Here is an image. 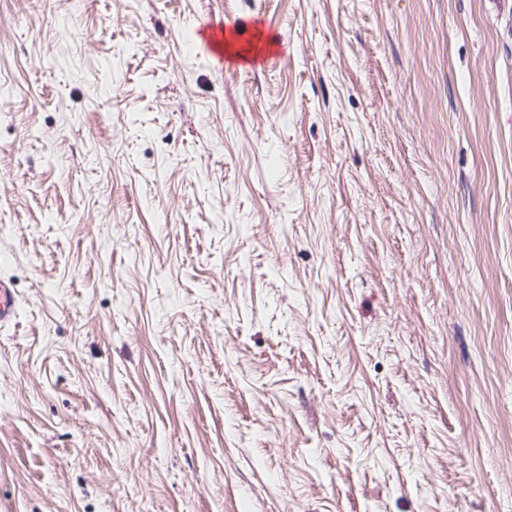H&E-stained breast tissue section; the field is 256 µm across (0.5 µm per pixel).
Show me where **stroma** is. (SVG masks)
<instances>
[{
	"label": "stroma",
	"instance_id": "1",
	"mask_svg": "<svg viewBox=\"0 0 512 512\" xmlns=\"http://www.w3.org/2000/svg\"><path fill=\"white\" fill-rule=\"evenodd\" d=\"M0 276V512H512V0H0ZM240 31L238 27H234L224 32L223 39L218 42V46L222 53L229 58H237L242 60H248L249 56L254 53L256 54L258 47H254L251 50H242L239 46ZM20 302L9 278H0V328L15 324Z\"/></svg>",
	"mask_w": 512,
	"mask_h": 512
}]
</instances>
